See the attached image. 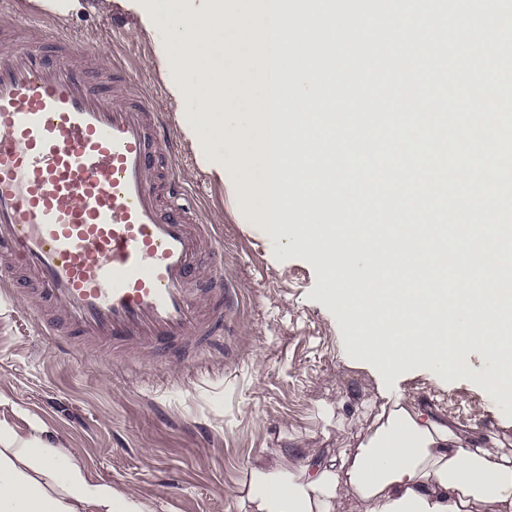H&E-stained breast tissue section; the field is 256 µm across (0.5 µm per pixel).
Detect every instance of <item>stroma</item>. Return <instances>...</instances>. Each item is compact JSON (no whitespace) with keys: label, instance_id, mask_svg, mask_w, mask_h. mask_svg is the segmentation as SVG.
Wrapping results in <instances>:
<instances>
[{"label":"stroma","instance_id":"stroma-1","mask_svg":"<svg viewBox=\"0 0 512 512\" xmlns=\"http://www.w3.org/2000/svg\"><path fill=\"white\" fill-rule=\"evenodd\" d=\"M60 23L124 65L175 119L155 43L120 8ZM172 165L203 219L223 228L224 277L240 291L223 349L189 366L104 364L58 351L24 301L0 295V421L22 434L42 421L58 447L154 512H238L232 491L249 466L277 465L286 448H357L378 424V387L388 379L439 419L512 452V404L481 384L486 360L465 373L419 366L390 376L360 359L333 283L307 250L271 244L244 223L188 143Z\"/></svg>","mask_w":512,"mask_h":512}]
</instances>
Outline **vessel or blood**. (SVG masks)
I'll return each instance as SVG.
<instances>
[{
  "label": "vessel or blood",
  "mask_w": 512,
  "mask_h": 512,
  "mask_svg": "<svg viewBox=\"0 0 512 512\" xmlns=\"http://www.w3.org/2000/svg\"><path fill=\"white\" fill-rule=\"evenodd\" d=\"M352 37L346 90L387 72ZM392 86L363 97L390 110ZM176 141L118 67L47 20L0 26V291L59 351L105 363L191 364L223 346L235 308L219 227L176 180Z\"/></svg>",
  "instance_id": "b4317fda"
}]
</instances>
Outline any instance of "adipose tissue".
<instances>
[{
	"mask_svg": "<svg viewBox=\"0 0 512 512\" xmlns=\"http://www.w3.org/2000/svg\"><path fill=\"white\" fill-rule=\"evenodd\" d=\"M356 450L299 448L297 464L251 467L235 491L239 512H512V454L479 444L401 389ZM44 424L21 434L0 422V512H153L131 492L98 480Z\"/></svg>",
	"mask_w": 512,
	"mask_h": 512,
	"instance_id": "ef3b65f1",
	"label": "adipose tissue"
}]
</instances>
